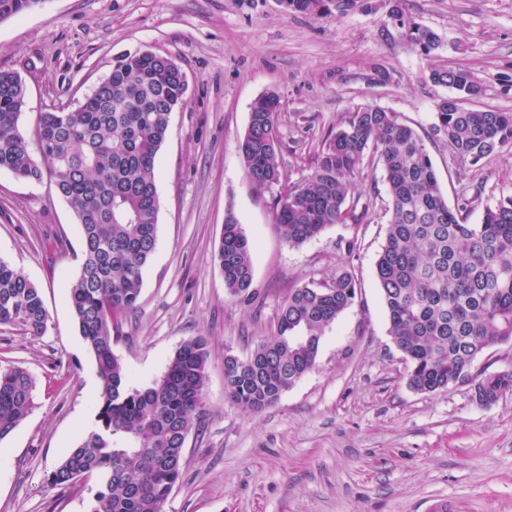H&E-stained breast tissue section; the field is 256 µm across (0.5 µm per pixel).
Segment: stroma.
<instances>
[{"label":"stroma","instance_id":"35a3bbf8","mask_svg":"<svg viewBox=\"0 0 512 512\" xmlns=\"http://www.w3.org/2000/svg\"><path fill=\"white\" fill-rule=\"evenodd\" d=\"M395 8L440 47L412 49ZM145 50L172 58L188 91L156 159L157 247L113 351L143 389L184 340L206 337L209 349L204 425L187 437L165 512H512V392L483 406L467 384L415 391L389 336L375 274L389 220L383 171L367 169L347 198L360 222L292 247L274 224L275 190L253 189L239 149L251 104L277 94L281 171L294 183L348 112L379 106L422 137L449 206L472 199L467 221L479 223L512 193V149L476 164L456 157L434 132L449 90L430 73L468 69L485 86L475 108L512 112V0H356L326 18L281 0H43L0 23V71L26 82L27 128ZM230 212L253 247V303L229 297L215 261ZM81 258V227L48 181L0 170V259L40 288L48 312L38 336L0 327V367H23L36 385L29 415L0 440V512H90L98 489L93 476L51 481L98 411L100 379L67 291ZM343 269L358 296L314 370L265 411L231 403L225 355L247 358L274 336L290 291Z\"/></svg>","mask_w":512,"mask_h":512}]
</instances>
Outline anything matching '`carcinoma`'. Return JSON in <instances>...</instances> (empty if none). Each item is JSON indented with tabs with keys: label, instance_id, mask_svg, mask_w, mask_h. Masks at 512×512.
Returning <instances> with one entry per match:
<instances>
[{
	"label": "carcinoma",
	"instance_id": "carcinoma-1",
	"mask_svg": "<svg viewBox=\"0 0 512 512\" xmlns=\"http://www.w3.org/2000/svg\"><path fill=\"white\" fill-rule=\"evenodd\" d=\"M40 0H0V22ZM289 11L312 16L349 10L356 0H281ZM406 38L424 55L440 37L410 23ZM430 80L452 90L436 102L434 131L472 164L512 148V112L449 107L480 96L483 86L460 67L434 69ZM180 66L154 52L125 54L72 109L42 112L31 134L20 126L26 86L16 72L0 71V170L18 179L48 178L82 230L83 258L68 283L80 335L100 379L95 426L63 457L52 478L69 484L97 476L91 512H164L182 477L183 451L203 414L209 351L202 336L184 340L164 374L144 389L127 385L112 349L123 320L136 308L142 273L157 243V154L171 114L185 103ZM280 99L271 93L251 105L240 142L246 177L263 191L282 181ZM382 166L391 200L376 275L389 336L410 364L409 384L434 393L469 383L485 406L512 392V371L470 374L488 349L512 346V195H501L478 224L465 223L473 200L455 207L444 198L424 140L396 113L367 106L348 113L316 152L313 170L274 199V222L298 247L328 226L345 222L349 192L369 164ZM216 260L228 294L257 297L252 253L239 219L224 220ZM356 281L342 270L321 283L288 293L276 333L251 355L224 358L227 399L261 412L316 364L325 331L356 299ZM48 320L41 291L0 260V325L33 335ZM35 385L21 367L0 368V440L26 419Z\"/></svg>",
	"mask_w": 512,
	"mask_h": 512
}]
</instances>
